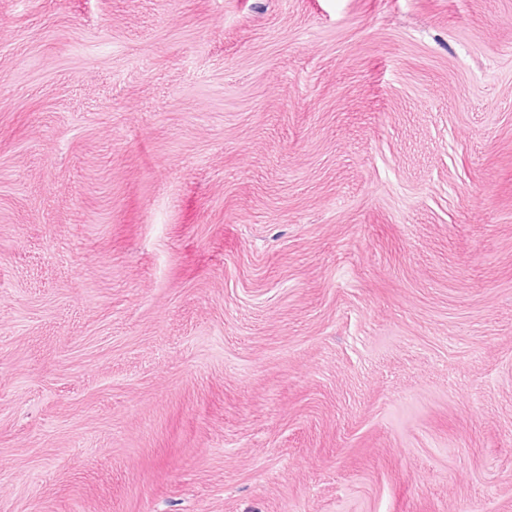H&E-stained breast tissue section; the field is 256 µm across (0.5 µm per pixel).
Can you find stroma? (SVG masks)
I'll return each instance as SVG.
<instances>
[{"label": "stroma", "mask_w": 512, "mask_h": 512, "mask_svg": "<svg viewBox=\"0 0 512 512\" xmlns=\"http://www.w3.org/2000/svg\"><path fill=\"white\" fill-rule=\"evenodd\" d=\"M0 512H512V0H0Z\"/></svg>", "instance_id": "35a3bbf8"}]
</instances>
